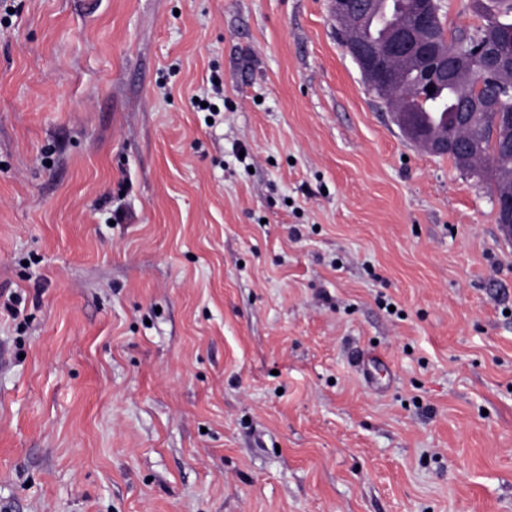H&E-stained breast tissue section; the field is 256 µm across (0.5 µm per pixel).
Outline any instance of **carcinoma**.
I'll return each instance as SVG.
<instances>
[{"mask_svg":"<svg viewBox=\"0 0 512 512\" xmlns=\"http://www.w3.org/2000/svg\"><path fill=\"white\" fill-rule=\"evenodd\" d=\"M411 6V0H378V8L368 15L364 24L348 33L350 39H376L395 18L404 16ZM474 16L480 24L473 28H458L445 32L441 20H436L426 31L418 34L420 40H430L436 44L447 38L469 36L479 41L489 42L492 50L503 62L512 59V0H479V9ZM448 69L453 75L446 80H437L436 91L428 95L421 79V67H400L401 82L399 95L391 104L400 110L413 112L424 123L435 122L449 135L471 140L475 144L474 163L469 174L483 175L492 169L495 185L507 186L512 180V134L507 129L491 125L490 113L498 110L512 111V94L497 96L493 103L486 101V90L475 92L469 74L483 71L484 61L477 57L449 58Z\"/></svg>","mask_w":512,"mask_h":512,"instance_id":"1","label":"carcinoma"}]
</instances>
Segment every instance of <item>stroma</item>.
Returning <instances> with one entry per match:
<instances>
[{
    "label": "stroma",
    "mask_w": 512,
    "mask_h": 512,
    "mask_svg": "<svg viewBox=\"0 0 512 512\" xmlns=\"http://www.w3.org/2000/svg\"><path fill=\"white\" fill-rule=\"evenodd\" d=\"M8 2L0 512H512L495 186L329 0Z\"/></svg>",
    "instance_id": "35a3bbf8"
}]
</instances>
